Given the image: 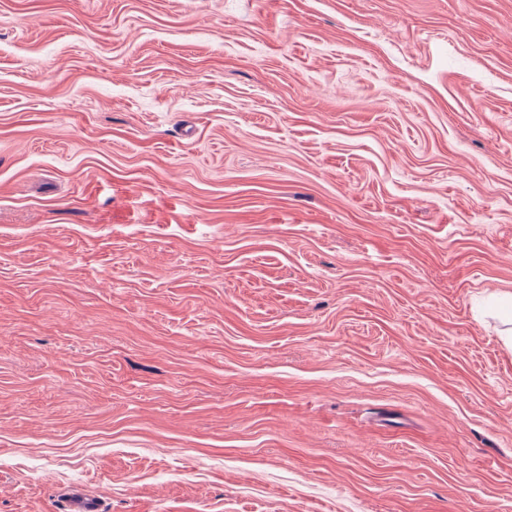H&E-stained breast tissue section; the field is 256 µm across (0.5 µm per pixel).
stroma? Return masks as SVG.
Masks as SVG:
<instances>
[{
    "label": "stroma",
    "instance_id": "35a3bbf8",
    "mask_svg": "<svg viewBox=\"0 0 512 512\" xmlns=\"http://www.w3.org/2000/svg\"><path fill=\"white\" fill-rule=\"evenodd\" d=\"M512 0H0V512H512ZM56 503L58 512H102L103 510L98 497L88 494L77 485L59 492Z\"/></svg>",
    "mask_w": 512,
    "mask_h": 512
}]
</instances>
